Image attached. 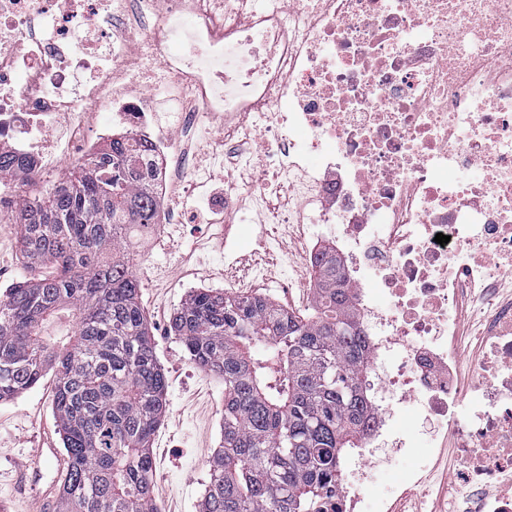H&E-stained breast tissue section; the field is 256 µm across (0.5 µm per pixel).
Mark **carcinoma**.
<instances>
[{"label":"carcinoma","instance_id":"1","mask_svg":"<svg viewBox=\"0 0 512 512\" xmlns=\"http://www.w3.org/2000/svg\"><path fill=\"white\" fill-rule=\"evenodd\" d=\"M156 206L149 164L114 140L11 211L22 257L40 273L0 300V402L54 371L68 455L58 512H157L151 440L167 383L129 253ZM313 278L302 313L202 288L172 317L190 359L224 380L221 442L199 512H339L330 504L344 463L374 419L370 352L335 244L321 245ZM63 305L77 329L54 349L38 327Z\"/></svg>","mask_w":512,"mask_h":512}]
</instances>
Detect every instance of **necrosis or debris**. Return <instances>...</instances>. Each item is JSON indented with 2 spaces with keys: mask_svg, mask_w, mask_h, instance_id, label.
<instances>
[{
  "mask_svg": "<svg viewBox=\"0 0 512 512\" xmlns=\"http://www.w3.org/2000/svg\"><path fill=\"white\" fill-rule=\"evenodd\" d=\"M0 0V152L20 181L62 157L95 156L104 139L152 151L155 187L191 177L196 206L232 214L264 199L252 146L288 180L277 224L341 229L340 254L368 340L376 421L338 487L340 512H393L367 490L375 468L428 455L439 436L460 450L457 481L473 498L448 512H512V0ZM54 31L38 50L35 14ZM173 82L174 120L221 119L212 151L233 166V192L197 179L153 91H135L138 56ZM99 113L95 134L84 115ZM477 168L481 179H467ZM448 236L436 243V234ZM250 275L248 294L289 306L295 260ZM386 305H379V298ZM477 304L487 350L458 377L460 331L448 312ZM473 403L469 424L456 408Z\"/></svg>",
  "mask_w": 512,
  "mask_h": 512,
  "instance_id": "1",
  "label": "necrosis or debris"
}]
</instances>
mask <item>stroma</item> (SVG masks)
<instances>
[{
  "label": "stroma",
  "mask_w": 512,
  "mask_h": 512,
  "mask_svg": "<svg viewBox=\"0 0 512 512\" xmlns=\"http://www.w3.org/2000/svg\"><path fill=\"white\" fill-rule=\"evenodd\" d=\"M238 236L242 249L234 267H225L224 236ZM259 219L242 207L228 224L212 213L171 225L164 238L139 244L134 271L141 281L140 304L151 325L155 352L167 381L166 412L152 441V489L158 512H198L209 482V460L221 438L223 382L197 367L173 336L174 310L197 288H223L227 277L264 260L258 240ZM18 225L0 218V296L31 277L21 257ZM54 377L0 403V512H57L58 500L46 497L48 483L60 482L58 459L65 456L53 413ZM457 449L433 457L397 458L394 468L376 475L380 495L400 503L403 512H443L445 486L458 469ZM422 470L426 480L403 495L399 476Z\"/></svg>",
  "instance_id": "stroma-1"
}]
</instances>
